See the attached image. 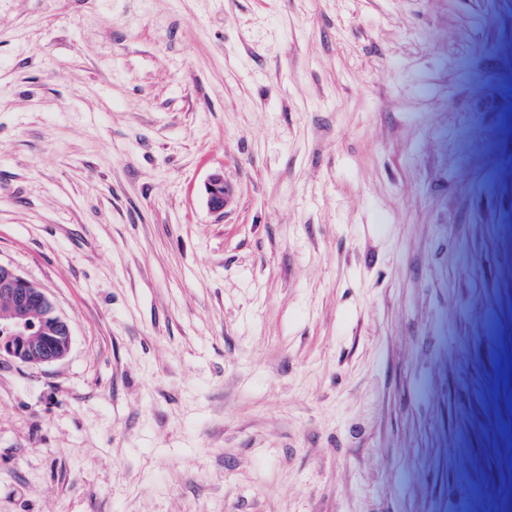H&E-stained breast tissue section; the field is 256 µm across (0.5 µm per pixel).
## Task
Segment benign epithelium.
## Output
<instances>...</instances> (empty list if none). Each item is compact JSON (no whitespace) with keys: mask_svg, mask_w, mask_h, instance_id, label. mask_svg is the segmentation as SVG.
Here are the masks:
<instances>
[{"mask_svg":"<svg viewBox=\"0 0 512 512\" xmlns=\"http://www.w3.org/2000/svg\"><path fill=\"white\" fill-rule=\"evenodd\" d=\"M228 193L223 172L210 174L204 184L208 207L214 212L223 211ZM0 298L10 305L9 322L0 327V353L33 367L51 365L66 357L72 340L70 323L43 289L33 287L12 267L0 263Z\"/></svg>","mask_w":512,"mask_h":512,"instance_id":"benign-epithelium-1","label":"benign epithelium"}]
</instances>
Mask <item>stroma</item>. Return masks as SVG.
Masks as SVG:
<instances>
[{
  "mask_svg": "<svg viewBox=\"0 0 512 512\" xmlns=\"http://www.w3.org/2000/svg\"><path fill=\"white\" fill-rule=\"evenodd\" d=\"M0 262V512H512V0H0ZM229 188L224 181V174L221 171H215L209 175L204 184V195L208 207L214 212H222L224 210V202L228 196ZM233 190L229 193L227 204L232 198ZM0 298L1 315L8 312L2 298L10 305L9 322L3 325L6 317H0V354L33 367L66 357L72 340L70 323L42 288H33L12 267L0 263Z\"/></svg>",
  "mask_w": 512,
  "mask_h": 512,
  "instance_id": "obj_1",
  "label": "stroma"
}]
</instances>
